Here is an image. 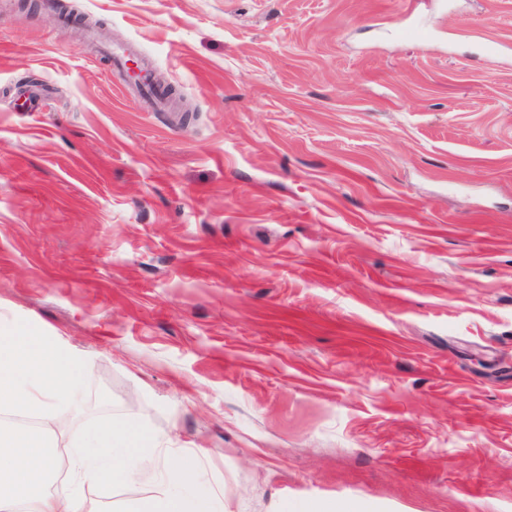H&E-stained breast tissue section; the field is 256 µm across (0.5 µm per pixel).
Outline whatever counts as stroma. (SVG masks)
<instances>
[{
    "label": "stroma",
    "instance_id": "35a3bbf8",
    "mask_svg": "<svg viewBox=\"0 0 512 512\" xmlns=\"http://www.w3.org/2000/svg\"><path fill=\"white\" fill-rule=\"evenodd\" d=\"M0 0V328L229 512H512V0ZM411 12L431 31L397 35Z\"/></svg>",
    "mask_w": 512,
    "mask_h": 512
}]
</instances>
